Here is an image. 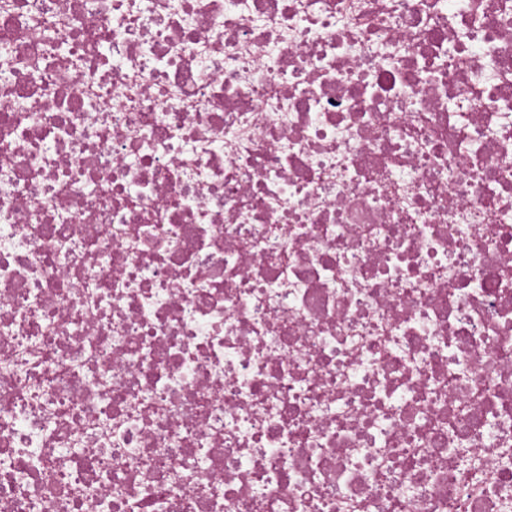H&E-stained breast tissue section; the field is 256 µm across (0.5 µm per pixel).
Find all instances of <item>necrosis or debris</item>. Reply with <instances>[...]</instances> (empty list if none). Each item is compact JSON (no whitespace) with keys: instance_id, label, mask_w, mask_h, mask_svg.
Here are the masks:
<instances>
[{"instance_id":"obj_1","label":"necrosis or debris","mask_w":512,"mask_h":512,"mask_svg":"<svg viewBox=\"0 0 512 512\" xmlns=\"http://www.w3.org/2000/svg\"><path fill=\"white\" fill-rule=\"evenodd\" d=\"M0 512H512V0H0Z\"/></svg>"}]
</instances>
